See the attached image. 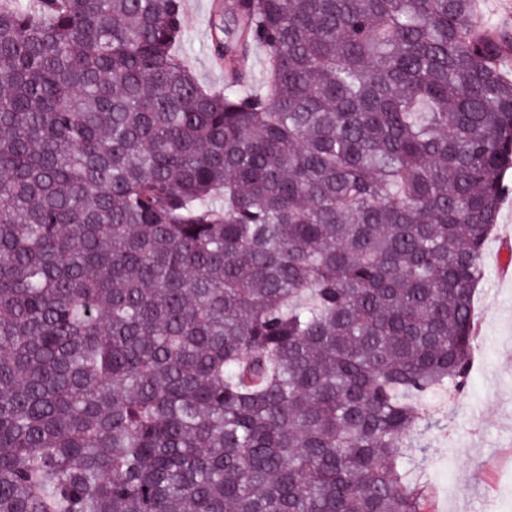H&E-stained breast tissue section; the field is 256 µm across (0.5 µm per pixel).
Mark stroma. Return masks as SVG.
Instances as JSON below:
<instances>
[{"mask_svg":"<svg viewBox=\"0 0 512 512\" xmlns=\"http://www.w3.org/2000/svg\"><path fill=\"white\" fill-rule=\"evenodd\" d=\"M211 4L185 0L189 30L181 53L201 85L220 90L224 72L211 63ZM483 265L470 384L456 401L429 400L445 434L428 449L408 451L411 479L434 490L433 512H512V192L502 201Z\"/></svg>","mask_w":512,"mask_h":512,"instance_id":"obj_1","label":"stroma"}]
</instances>
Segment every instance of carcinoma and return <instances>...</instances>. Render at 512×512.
<instances>
[{
	"mask_svg": "<svg viewBox=\"0 0 512 512\" xmlns=\"http://www.w3.org/2000/svg\"><path fill=\"white\" fill-rule=\"evenodd\" d=\"M0 0V512H432L512 169L478 0ZM189 18L188 38L180 53L198 82L214 90L224 89V71L211 63L210 14L213 0H184Z\"/></svg>",
	"mask_w": 512,
	"mask_h": 512,
	"instance_id": "1",
	"label": "carcinoma"
}]
</instances>
